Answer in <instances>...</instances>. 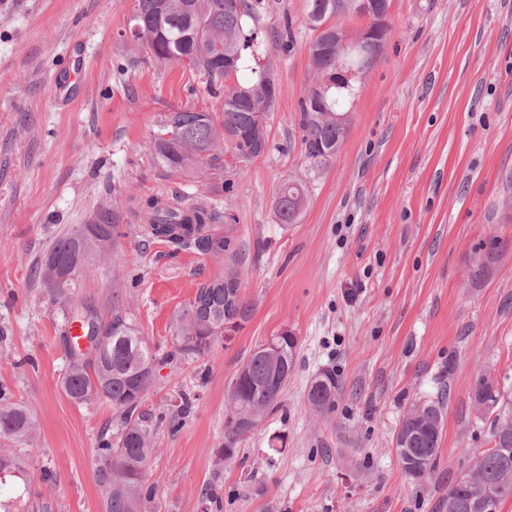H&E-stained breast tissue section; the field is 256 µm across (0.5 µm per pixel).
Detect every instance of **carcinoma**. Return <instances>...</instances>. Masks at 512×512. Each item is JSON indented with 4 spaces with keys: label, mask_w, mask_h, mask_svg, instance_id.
<instances>
[{
    "label": "carcinoma",
    "mask_w": 512,
    "mask_h": 512,
    "mask_svg": "<svg viewBox=\"0 0 512 512\" xmlns=\"http://www.w3.org/2000/svg\"><path fill=\"white\" fill-rule=\"evenodd\" d=\"M266 9L264 0H137L130 23H139L143 35L138 47L160 63L187 62L199 76L200 86L191 94L220 99L219 111L190 105L165 113L154 138L157 158L174 171L196 170L210 180L211 192L220 194L224 180L223 145L233 148L237 159L248 163L269 148L268 129L254 123L255 111H273L278 85L270 66L255 68L251 60L266 48L286 49L291 31H275L270 43L259 38L258 25ZM352 16L349 0H307V21L315 36L310 44V62L317 75L336 67L368 71L382 55L386 36H379L360 50L339 53L336 38L351 39L337 20ZM248 70L245 83L226 85L231 75ZM352 86L309 88L300 101L302 141L309 164L317 167L333 159L348 137L353 116L346 104L353 103ZM308 204V193L299 182L281 185L274 206L284 225L298 221ZM134 216L150 227L148 239L164 238L180 247H192L203 255L222 257L225 267L243 266L247 248L237 243L231 228L219 231V213L207 203L184 208L181 200L164 202L153 197L138 205ZM119 225L112 212L100 216V224L89 233L79 226L59 237L41 267L42 279L51 286L52 302L64 307L69 322L82 325L87 336L105 341L103 349L88 360L81 349H68L69 366L62 385L77 404L104 399L119 415L113 437L100 439L97 452L102 462L99 477L106 488L105 512H151L152 491L144 488L147 468L156 453L151 414L141 410L155 384L156 360L147 340L136 325L123 289H112V304L100 316L93 305L78 303L76 278L94 254H109ZM64 287L55 288L56 280ZM253 305L237 285L225 277L202 284L193 299L174 319L176 347L167 359H194L211 354L226 339L224 327L242 329L252 315ZM296 338L280 336L279 350L256 347L235 371L226 388L224 447L216 452L221 465L235 457L237 445L265 417L284 403L288 379L295 365ZM339 382L325 372L314 378L306 400L309 410L326 416L336 409ZM470 399L481 420L492 419V446L472 453L471 469L448 487L444 504L448 512H498L512 498V394L499 387L485 372L474 381ZM192 398L181 397V405L169 425L177 429L190 414ZM447 413L444 391L413 404L403 415L395 435V453L402 475L420 482L433 472L443 436ZM37 425L27 407L11 401L0 391V479L16 477L28 482L27 474L11 445L32 446Z\"/></svg>",
    "instance_id": "cac0c4a2"
}]
</instances>
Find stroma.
Here are the masks:
<instances>
[{"label":"stroma","instance_id":"obj_1","mask_svg":"<svg viewBox=\"0 0 512 512\" xmlns=\"http://www.w3.org/2000/svg\"><path fill=\"white\" fill-rule=\"evenodd\" d=\"M260 31L291 24L274 67L278 100L271 149L248 164L225 150L230 191L171 172L153 150L163 113L218 99L191 96L198 78L160 64L125 38L135 0H0V390L33 413L41 451L22 455L32 479L26 512H103L102 435L116 418L101 399L75 404L62 388L69 360L64 310L34 270L52 242L118 210L111 256L94 255L76 293L107 311L113 279L161 362L143 407L159 420L146 478L158 512H444L448 487L490 445L489 422L469 399L491 370L512 389V0H390L389 35L376 64L353 80L350 133L330 164L304 160L300 101L317 76L306 0H266ZM76 96L54 95L65 65ZM303 182L309 203L283 225L274 195ZM175 196L233 217L248 248L243 295L253 313L213 355L166 361L173 317L224 262L147 239L128 199ZM501 241L479 284L470 272ZM297 339L283 407L216 467L226 387L240 361L281 333ZM341 393L328 417L306 404L317 375ZM450 396L432 474L401 473L392 440L412 401ZM194 408L178 429L180 394ZM281 435V452L268 440ZM55 483L40 482L42 472Z\"/></svg>","mask_w":512,"mask_h":512}]
</instances>
